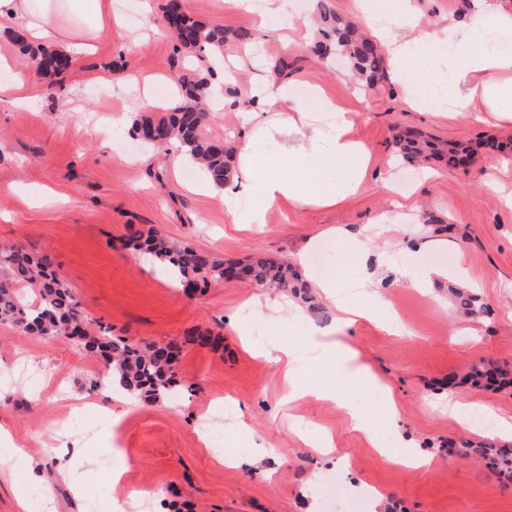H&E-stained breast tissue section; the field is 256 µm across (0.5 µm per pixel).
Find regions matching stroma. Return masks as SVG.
Masks as SVG:
<instances>
[{"label":"stroma","instance_id":"obj_1","mask_svg":"<svg viewBox=\"0 0 512 512\" xmlns=\"http://www.w3.org/2000/svg\"><path fill=\"white\" fill-rule=\"evenodd\" d=\"M164 0H114L121 23L107 25L91 52L74 61L54 89L42 84L32 60L23 57L6 37L0 50L12 66L0 69V84L23 77L36 87L28 107L0 101V245H20L50 254L60 280L75 293L91 327L106 326L129 340L169 342L199 328L218 336V347L186 346L177 364L182 395L177 405L160 401L134 403L104 400L90 391L104 365L87 357L67 336H27L0 324V425L19 440L20 453L33 457L35 469H15L0 480V512H23L19 498L31 488L47 489L52 501L44 512H87L97 499L102 512H113L114 500L131 488H147V512H308L304 486L337 479L338 465L350 477L382 495L384 506L399 512H512V490L471 461L450 455L452 437L498 440L497 431L463 426L448 416L449 375H462L480 362L512 368V209L501 205L490 181L500 167L512 169V152L488 150L493 138L512 140V124L490 125L476 115L431 117L402 102L394 79L367 90L347 74L341 61L313 55L308 47L289 48L280 30L314 14V0H288V8L267 31L259 26L265 0L245 9L231 0H187L190 16L231 31L253 34L260 56L236 45L227 52L252 58L251 73L284 72L289 79L326 85L356 118L354 133L371 150L374 179L391 178L406 188L411 170L396 159L397 128L410 127L448 142H466L475 152L468 165L448 168L428 160L431 179L416 184L405 201L414 212H427L443 228L428 234L426 245L407 244L403 232L376 235L373 248L388 253L387 262L371 266L374 289L398 315L404 331L395 336L362 321L348 332L347 342L361 360L391 386L398 407L400 438L389 454H379L352 428L340 406L350 399L386 433L384 412L368 394L344 384L334 360L308 364L307 342L294 316L298 303L282 292L246 282L213 281L198 290H183L153 259L129 248L136 231L155 227L171 239L216 252L232 261L272 254L302 261L307 273L322 277L347 264L342 247L329 235L332 226L350 231L373 225L391 209L392 196L372 184L348 203L311 212L273 210L267 223L239 228L228 223L224 202L198 189L202 173L162 157L130 133L137 113L162 112L176 103L169 83L177 73L197 65L194 53L180 48L164 33L160 10ZM428 22H474L471 0H413ZM150 83V97L119 95L114 77ZM58 201L44 204L47 193ZM465 264L469 286L492 312L491 318L465 321L448 301V278L431 288H415L410 271L453 270ZM253 300L252 319L268 302L284 304L281 322L269 331L270 342L290 345L301 364L295 382H317L336 391L335 400L307 395L280 406L285 389L281 370L244 350L236 333L239 306ZM35 375L32 384L21 372ZM221 396L236 398L257 440L273 453L261 463L247 460L235 467L218 463L200 434L216 426L203 410ZM82 402L87 420L105 409L126 412L120 441L94 430L60 429V419ZM80 439L85 452L74 463L82 474L85 495L78 498L63 480L55 459L43 452V434ZM330 435L336 453L319 456L305 436ZM412 443L430 454L426 470L403 469L392 455ZM128 462L120 487L109 478L112 467Z\"/></svg>","mask_w":512,"mask_h":512}]
</instances>
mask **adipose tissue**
Listing matches in <instances>:
<instances>
[{"mask_svg": "<svg viewBox=\"0 0 512 512\" xmlns=\"http://www.w3.org/2000/svg\"><path fill=\"white\" fill-rule=\"evenodd\" d=\"M477 23L457 26L459 48L448 50V29L426 22L411 0H364L363 12L383 44L390 72L411 109L433 116L448 112L486 113L512 123V52L492 46L512 36V0H472ZM112 0H0V22L19 25L35 43L86 55ZM239 111L244 138L235 149L234 177L218 188L229 223L262 224L273 208L304 211L333 207L353 198L368 181L374 160L354 135L350 110L324 86L312 84L300 96L294 81L270 77L241 86ZM353 264L346 271L314 280L335 305L339 327L371 321L391 334L397 319L354 261L367 255V237L338 230ZM353 281L360 294L351 301L344 290ZM313 356L335 358L343 380L363 387L396 422L391 391L349 346L313 341Z\"/></svg>", "mask_w": 512, "mask_h": 512, "instance_id": "ef3b65f1", "label": "adipose tissue"}]
</instances>
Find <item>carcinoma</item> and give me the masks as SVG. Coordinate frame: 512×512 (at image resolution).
Segmentation results:
<instances>
[{"label": "carcinoma", "mask_w": 512, "mask_h": 512, "mask_svg": "<svg viewBox=\"0 0 512 512\" xmlns=\"http://www.w3.org/2000/svg\"><path fill=\"white\" fill-rule=\"evenodd\" d=\"M319 20V38L313 51L321 56L335 55L346 60L349 67L370 89L386 78L383 56L374 41L352 22L342 18L330 7V0H316ZM175 41L186 50L219 54L224 60V44L235 42L245 46L251 43L247 31L226 33L224 28L184 18L175 28H169ZM9 41L24 54L41 61V75L54 85L60 75L58 58L64 53L49 50L28 41L23 30L13 28L7 32ZM212 69L192 74L179 82L181 102L169 112L144 113L134 119L132 133L138 138L152 136L168 147H174L192 161L202 165L206 177L222 186L232 175L231 149L227 141L205 135L208 118L206 100L213 93L210 81ZM395 144L398 156L409 165L436 157L450 167L463 165L471 154L463 144H448L425 137L413 128L397 131ZM136 251L149 254L160 261L180 284L191 285L197 279H225L227 270L236 266L233 261L189 245L170 241L161 231L148 228L133 240ZM8 270L0 279V323L9 324L23 333L48 337L65 335L78 339L84 351L100 356L106 362L108 373L91 383V390L112 388L116 382L126 392L151 404L172 400L179 393V381L174 368L175 353L161 355L155 342L133 343L123 336H114L111 329L100 328L99 333H89L83 307L74 293L59 279L50 255H32L21 246L11 245L0 251V265ZM248 282L258 288L288 289L305 303H313L309 286L299 279L288 261L271 255L254 257L244 263ZM448 294L456 311L466 319L476 320L487 315V308L479 296L468 289L450 288ZM211 339L209 331L192 329L181 342L168 343L181 352L187 345H199ZM478 385L512 387V372L495 365H475L464 376ZM448 448L459 449L465 457L480 459L488 471L512 480V445L470 439L450 440Z\"/></svg>", "instance_id": "carcinoma-1"}]
</instances>
